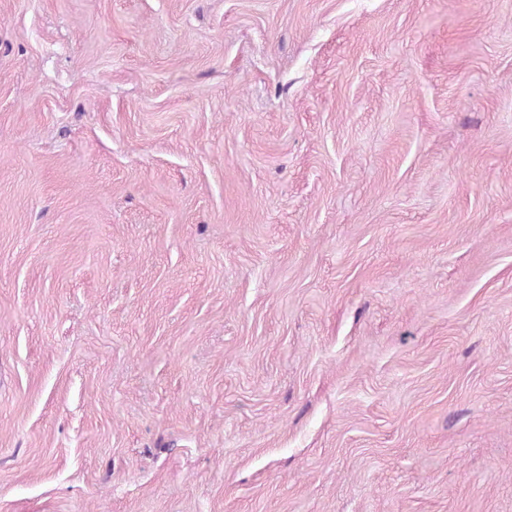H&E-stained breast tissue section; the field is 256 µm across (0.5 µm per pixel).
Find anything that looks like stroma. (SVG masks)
Here are the masks:
<instances>
[{
	"label": "stroma",
	"instance_id": "obj_1",
	"mask_svg": "<svg viewBox=\"0 0 512 512\" xmlns=\"http://www.w3.org/2000/svg\"><path fill=\"white\" fill-rule=\"evenodd\" d=\"M0 512H512V0H0Z\"/></svg>",
	"mask_w": 512,
	"mask_h": 512
}]
</instances>
